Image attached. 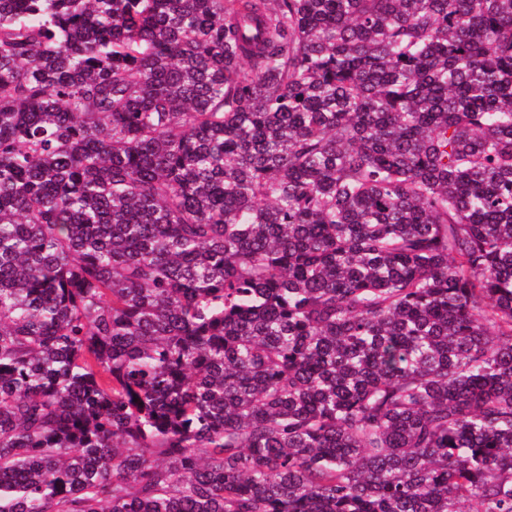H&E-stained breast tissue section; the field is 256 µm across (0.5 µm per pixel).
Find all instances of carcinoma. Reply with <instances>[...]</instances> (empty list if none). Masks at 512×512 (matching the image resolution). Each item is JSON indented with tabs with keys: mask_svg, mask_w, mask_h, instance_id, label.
I'll list each match as a JSON object with an SVG mask.
<instances>
[{
	"mask_svg": "<svg viewBox=\"0 0 512 512\" xmlns=\"http://www.w3.org/2000/svg\"><path fill=\"white\" fill-rule=\"evenodd\" d=\"M512 512V0H0V512Z\"/></svg>",
	"mask_w": 512,
	"mask_h": 512,
	"instance_id": "obj_1",
	"label": "carcinoma"
}]
</instances>
